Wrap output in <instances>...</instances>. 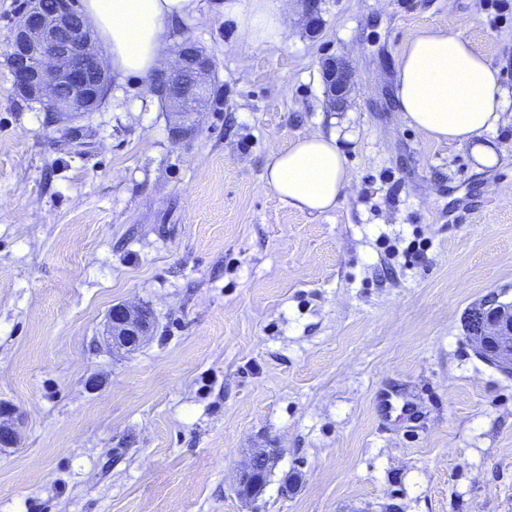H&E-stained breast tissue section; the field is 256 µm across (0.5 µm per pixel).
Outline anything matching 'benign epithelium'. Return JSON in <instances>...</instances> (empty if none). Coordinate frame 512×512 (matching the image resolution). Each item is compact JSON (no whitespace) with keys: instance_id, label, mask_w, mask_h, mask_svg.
<instances>
[{"instance_id":"obj_1","label":"benign epithelium","mask_w":512,"mask_h":512,"mask_svg":"<svg viewBox=\"0 0 512 512\" xmlns=\"http://www.w3.org/2000/svg\"><path fill=\"white\" fill-rule=\"evenodd\" d=\"M77 0H58L47 12L42 0H21L18 15L10 28L7 55L16 91L46 112L73 115L96 111L101 92L111 83L93 31L78 20ZM214 60L185 41L176 53V64L168 75L153 79L157 93L185 108L176 113L171 129L175 140L192 131L189 117L206 99ZM323 78L332 108L346 106L352 91L353 71L341 59L323 65ZM470 339L486 361L512 373V301L493 296L475 310L469 323ZM151 313L132 303H117L109 311L104 336L113 349L133 352L151 338ZM18 439L15 412L0 406V446L9 448ZM274 448H258L237 470L234 492L245 502L258 500L266 486Z\"/></svg>"}]
</instances>
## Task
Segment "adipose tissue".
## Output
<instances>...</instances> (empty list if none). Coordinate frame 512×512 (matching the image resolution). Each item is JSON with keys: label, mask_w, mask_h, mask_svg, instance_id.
<instances>
[{"label": "adipose tissue", "mask_w": 512, "mask_h": 512, "mask_svg": "<svg viewBox=\"0 0 512 512\" xmlns=\"http://www.w3.org/2000/svg\"><path fill=\"white\" fill-rule=\"evenodd\" d=\"M193 0H83L89 23L102 40L113 70L144 76L157 67L171 27L187 17ZM241 38L273 45L288 34L286 0H248L246 8L225 4ZM500 73L460 34L439 30L415 37L398 66L395 101L411 126L436 141L467 145L482 167L499 155L486 141L502 121L504 93ZM352 176L335 135L310 134L286 149L272 151L265 182L295 209L324 212L335 208Z\"/></svg>", "instance_id": "adipose-tissue-1"}]
</instances>
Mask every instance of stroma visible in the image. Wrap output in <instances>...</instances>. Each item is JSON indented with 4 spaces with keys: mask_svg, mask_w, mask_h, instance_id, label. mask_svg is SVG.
<instances>
[{
    "mask_svg": "<svg viewBox=\"0 0 512 512\" xmlns=\"http://www.w3.org/2000/svg\"><path fill=\"white\" fill-rule=\"evenodd\" d=\"M225 0H195L171 46L212 56L196 128L149 78L113 74L99 109L50 118L14 91L0 0V512H512V375L480 359L468 311L512 301V0H288V36L251 45ZM448 28L500 71L498 166L410 127L399 58ZM354 72L336 111L321 65ZM336 135L333 210L291 208L271 150ZM428 239L407 267L386 243ZM152 310L129 354L119 302ZM276 455L240 500L253 449ZM151 313L132 303L114 304L109 311L103 336L112 349L133 352L151 338ZM15 412L12 408L1 405L0 406V446L4 448L13 447L18 439V430L15 417ZM275 452L272 448H257L241 465L237 470L233 488L237 497L245 502H254L262 496ZM257 465H263V470H258Z\"/></svg>",
    "mask_w": 512,
    "mask_h": 512,
    "instance_id": "stroma-1",
    "label": "stroma"
}]
</instances>
